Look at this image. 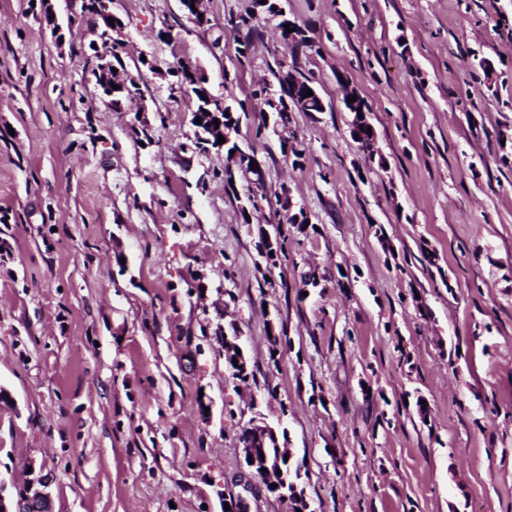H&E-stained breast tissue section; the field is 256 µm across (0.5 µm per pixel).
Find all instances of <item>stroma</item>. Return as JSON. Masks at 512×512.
I'll return each mask as SVG.
<instances>
[{
	"label": "stroma",
	"instance_id": "1",
	"mask_svg": "<svg viewBox=\"0 0 512 512\" xmlns=\"http://www.w3.org/2000/svg\"><path fill=\"white\" fill-rule=\"evenodd\" d=\"M82 3L0 0V476H49L55 512H224L262 422L307 512H512V0H280L325 109L277 132L250 102L237 138L261 173L231 193L223 150L188 148L195 100L169 67L248 100L290 58L281 18L259 12L242 57L224 20L252 0H203L201 26L180 0H115L140 87L116 111ZM283 194L308 222L272 266Z\"/></svg>",
	"mask_w": 512,
	"mask_h": 512
}]
</instances>
